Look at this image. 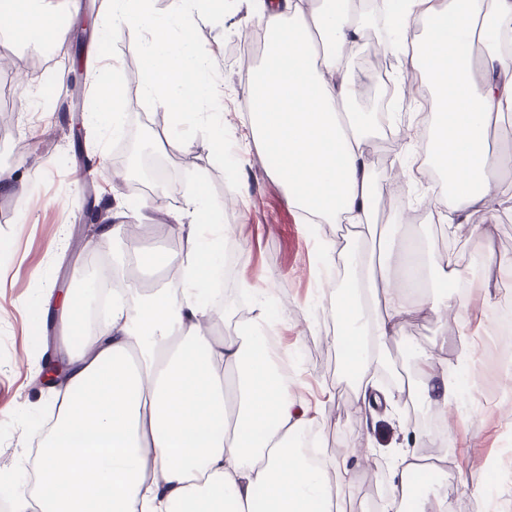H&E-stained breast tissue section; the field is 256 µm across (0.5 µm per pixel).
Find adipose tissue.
Here are the masks:
<instances>
[{"instance_id":"ef3b65f1","label":"adipose tissue","mask_w":512,"mask_h":512,"mask_svg":"<svg viewBox=\"0 0 512 512\" xmlns=\"http://www.w3.org/2000/svg\"><path fill=\"white\" fill-rule=\"evenodd\" d=\"M255 23L267 34L262 63L242 91L247 141L274 156V174L309 224L370 229L372 203L388 188L367 165L378 116L358 111L359 83L346 60L364 37L354 0H260ZM208 0H110L109 21L130 34L144 69V97L169 114L166 143L184 148V118L208 131L216 158L226 153L224 94L211 76L213 53L189 34ZM397 16L406 67L430 93L434 170L448 179V208L466 213L512 202V153H492L491 126L512 123V0H379ZM0 17L32 42L56 34L46 0H0ZM221 202L202 182L173 211L178 253H134L136 264L164 269L168 286L148 292L135 280L115 289L111 318L94 342L68 353L66 391L55 426L40 441L38 484L16 512H336L343 472L335 457L305 454L321 409L304 396L300 370H284L261 329L265 303L245 321L246 337L214 336L204 320L219 270ZM393 221L378 258L362 247L345 255L346 283L333 291L343 367L367 387L404 314L455 312L444 286L466 274L458 260L431 264ZM444 337L420 350L412 394L427 418L447 412L455 382L436 377ZM419 435L393 476L380 512H448L446 478L411 493L407 476L427 468Z\"/></svg>"}]
</instances>
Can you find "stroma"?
I'll return each instance as SVG.
<instances>
[{
  "label": "stroma",
  "mask_w": 512,
  "mask_h": 512,
  "mask_svg": "<svg viewBox=\"0 0 512 512\" xmlns=\"http://www.w3.org/2000/svg\"><path fill=\"white\" fill-rule=\"evenodd\" d=\"M108 10V0H101L96 8L82 7L74 17L59 10L56 23L69 35L57 44L45 68L26 71L27 87L17 85L15 74L22 70V59L34 57L37 43L17 39L0 52V91H8L22 112L21 120L0 126V171L30 182L27 199L0 194V411L6 413L0 420V475L10 476L15 492L27 488L34 448L58 409L56 388L39 382L42 366L61 358L65 342L77 345L87 337L81 331L64 339L56 298L61 288H74L83 280L88 244L98 225H127L130 241L142 251L175 252L168 213L182 206L186 185L197 180L206 183L211 198L225 204L219 218L224 225L222 295L212 301L217 334L241 335L242 315L255 298L271 294L279 299L286 310L278 315L277 346L299 356L312 393L331 397L326 408L331 423L324 433L326 448H346L359 434L362 394L336 353L331 301L321 298L318 283L309 274L323 244L340 237L338 225L305 224L289 204L274 175L275 165L261 147L248 146L228 164L210 153L207 133L200 128L191 130L189 148L174 151L162 146L156 129L140 121L141 113L152 110L143 95L125 100L119 134L87 126L93 79L126 83L138 71L139 60L129 50L127 31L100 27ZM254 26L251 0H229L223 17L203 15L193 24L194 39L210 47L220 61L212 79L224 89V134L231 141L245 132L246 77L225 47L230 35ZM98 55L115 60L118 70L95 71L92 61ZM417 109L415 99L400 101L401 138L407 148L389 162L370 154L374 177L389 179L393 168H405L411 153L420 151L422 130L413 118ZM20 127L31 141L22 154L14 151ZM139 136L145 139L150 166L167 173L156 208L147 216L140 211L141 195L129 190L127 180L112 179L114 172L126 168L119 145ZM95 156L101 157L105 172L86 175L84 169ZM417 181L418 191L404 198L391 192L377 197V229L365 237L366 248L375 247L381 232L404 208L427 200L436 210L446 211L445 227L423 221L411 225L410 233L432 260H439L448 245L469 256L473 268H486L492 277L498 266L512 265V205L472 213L462 224L456 213L447 212L445 191L437 180L422 173ZM237 183L245 186L246 197L231 206L227 191ZM482 224L490 225V237L478 233ZM343 240L348 247L354 242L350 236ZM246 280L255 286V296L242 291ZM405 319L404 335L386 346L384 370L398 365L410 368L415 350L446 337L440 356L447 359L448 374L459 385L455 412L464 423L442 433L429 419L410 420L407 411L378 410L373 456L346 463L353 493L340 502L341 512H378L390 495L392 467L407 452L405 430L411 425L421 429L424 445L431 450L430 461L444 464L440 471L433 467L410 474L415 491L430 487L443 475L448 479L451 512H489L495 505L500 512H512V388L497 357L501 337H483L474 354L478 367L473 370L460 358L454 319L441 322L428 311L406 314ZM311 324L316 327L314 335L297 343V334ZM461 471L466 474L462 480L457 477Z\"/></svg>",
  "instance_id": "obj_1"
}]
</instances>
